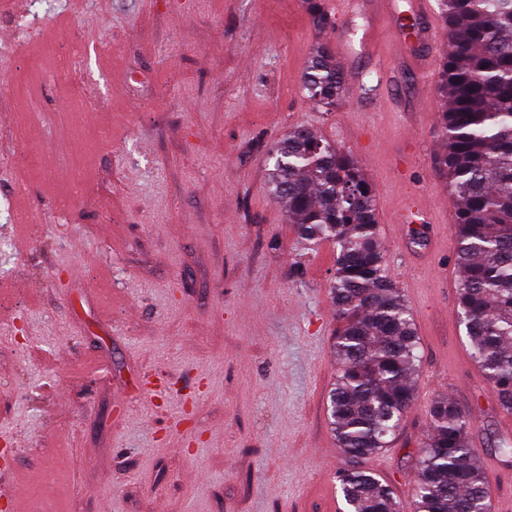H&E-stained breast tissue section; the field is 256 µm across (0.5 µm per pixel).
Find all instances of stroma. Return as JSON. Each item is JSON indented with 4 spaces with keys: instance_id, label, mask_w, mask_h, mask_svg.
Wrapping results in <instances>:
<instances>
[{
    "instance_id": "35a3bbf8",
    "label": "stroma",
    "mask_w": 512,
    "mask_h": 512,
    "mask_svg": "<svg viewBox=\"0 0 512 512\" xmlns=\"http://www.w3.org/2000/svg\"><path fill=\"white\" fill-rule=\"evenodd\" d=\"M410 3L350 19L352 38L373 27L372 52L343 65L362 99L326 112L303 90L305 0H0V512H323L345 466L327 415L335 252L266 191V150L297 127L372 184L420 344L405 420L366 467L414 512L446 395L473 418L490 492L512 495L507 415L483 409L458 312L456 204L435 165L447 102L432 85L382 94L385 63L424 59L387 24ZM33 10L40 34L20 38ZM423 204L435 236L405 243L400 214ZM148 377L167 391L145 397Z\"/></svg>"
}]
</instances>
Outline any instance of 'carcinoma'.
Wrapping results in <instances>:
<instances>
[{"label":"carcinoma","instance_id":"obj_1","mask_svg":"<svg viewBox=\"0 0 512 512\" xmlns=\"http://www.w3.org/2000/svg\"><path fill=\"white\" fill-rule=\"evenodd\" d=\"M306 8L315 29L334 27L324 0H307ZM438 9L447 44L436 86L449 104L436 164L459 202L458 308L475 362L498 406L512 412V0H438ZM348 84L328 45H317L303 77L307 98L329 112ZM267 165V191L301 238L336 248L330 292L341 327L328 414L346 457L339 475L346 512H399L392 489L362 466L399 430L420 362L412 313L377 241L374 191L344 153L306 128L274 142ZM428 420L415 512H491L468 441L472 417L443 397Z\"/></svg>","mask_w":512,"mask_h":512}]
</instances>
